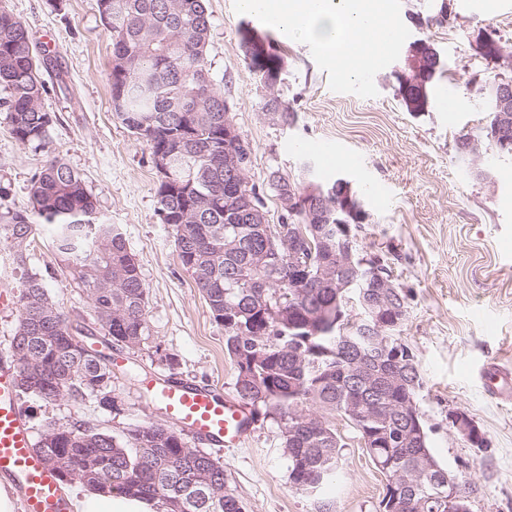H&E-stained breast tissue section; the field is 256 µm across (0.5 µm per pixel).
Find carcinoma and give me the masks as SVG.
I'll return each instance as SVG.
<instances>
[{
  "label": "carcinoma",
  "mask_w": 512,
  "mask_h": 512,
  "mask_svg": "<svg viewBox=\"0 0 512 512\" xmlns=\"http://www.w3.org/2000/svg\"><path fill=\"white\" fill-rule=\"evenodd\" d=\"M99 17L112 37V51L122 53L123 76L110 75L112 109L131 133L144 139L151 153H175L171 181H158L157 214L171 225L177 257L203 296L212 318L224 328V349L236 370L235 391L243 403L279 422L281 445L288 457L294 487L318 494L336 476L341 449L336 429L345 418L357 437L376 439L366 448L374 462H393L408 478L399 498L421 502L420 512H448V468L430 475L417 473L419 452H431L429 440L403 444L409 418L400 407L403 395L355 380L351 358L374 351L371 337L356 335L346 349L336 326V285L362 306L373 297L369 287L354 282L350 269L319 249L317 236L336 238V224L354 219L343 213L344 181L319 183L325 200L316 202L306 188L278 168L264 180L274 193L299 196L300 208L286 213L281 225L301 224L305 238L298 249L307 257L304 275L292 273L288 251L254 266L262 225L240 218V197L215 151L235 150L252 156L245 137L224 139V91L216 86L206 50L211 32L209 0H95ZM248 33L240 49L260 87L268 82L275 61L283 62L268 39L258 53L248 54ZM36 45L13 13L0 9V112L12 136L40 150L49 147L51 113L42 106L47 93L35 62ZM447 72L441 58L425 70L423 82L398 87L409 112H423L432 101L435 77ZM277 123L294 121L282 96L265 99ZM496 113H488L483 138L460 136L457 150L472 145V156L485 151L512 154L495 139ZM190 136L195 151L178 152ZM31 209L0 213V241L9 245L13 262L23 268L36 226L55 227L53 248L58 271L87 295L95 322L113 344L143 347L151 336L148 292L139 265L128 251L121 230L97 219L96 200L83 179L55 155L41 169L30 189ZM186 223H179L183 215ZM19 317L10 348L19 371L31 382L18 385L25 395L46 403L67 399L92 401L102 410L116 408L112 363L96 351L74 344L67 334L69 317L49 296L43 276L29 274L18 296ZM50 445L54 471L67 481L104 494L119 493L157 502L162 512L182 502L187 512H246L243 501L226 481L224 463L190 444L187 435L158 418L127 433L119 441L83 420L51 424L34 445Z\"/></svg>",
  "instance_id": "obj_1"
}]
</instances>
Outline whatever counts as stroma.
<instances>
[{
	"label": "stroma",
	"instance_id": "35a3bbf8",
	"mask_svg": "<svg viewBox=\"0 0 512 512\" xmlns=\"http://www.w3.org/2000/svg\"><path fill=\"white\" fill-rule=\"evenodd\" d=\"M388 18L404 34L386 63L373 45L359 52L361 76L346 73L315 43H300L281 27L244 11L239 0H209L207 59L224 91L239 131L254 150L251 178L268 168L290 178L327 182L347 178L367 219L356 234L359 253L380 254L407 295L402 328L419 366L418 405L438 461L469 482L473 512H512V402L476 377L481 366L512 369V157L485 153L473 160L457 139L480 134L487 114L478 93L492 73L512 79V65L476 52V37L494 32L512 54V0H385ZM19 17L37 47L48 49L49 87L42 99L53 123L51 148L80 174L96 199L100 219L117 225L148 289L151 337L145 349H123L124 367L114 384L118 409L87 403L22 402L34 434L48 423L77 418L114 436L152 416L141 382L181 377L235 397V368L224 350V330L181 266L172 229L156 214L157 171L148 145L112 111L109 74L112 39L94 0H0ZM443 24L427 25L430 17ZM274 39L288 58L281 90L295 114L291 126L269 121L256 76L239 48L243 26ZM431 44L447 65L434 93L459 99L455 116L430 106L409 112L393 76L407 43ZM340 146L334 163L316 152L318 142ZM47 155L18 142L0 114V211L30 205V188ZM315 164L304 171L305 160ZM53 229L42 224L27 267L43 273L49 293L70 317L87 324L97 349L112 346L92 322L85 294L52 274ZM474 420L486 442L471 445L448 424L451 411ZM336 427L346 446L338 476L321 496L297 491L288 477L276 421L250 426L241 447L214 450L227 483L247 512H379L386 478L344 420Z\"/></svg>",
	"mask_w": 512,
	"mask_h": 512
}]
</instances>
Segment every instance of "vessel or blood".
Here are the masks:
<instances>
[{"mask_svg":"<svg viewBox=\"0 0 512 512\" xmlns=\"http://www.w3.org/2000/svg\"><path fill=\"white\" fill-rule=\"evenodd\" d=\"M151 398L169 421L219 448H236L250 428L249 412L237 401L183 379L147 382ZM13 483L21 512H69L54 471L33 452V431L19 406L16 367L0 362V477Z\"/></svg>","mask_w":512,"mask_h":512,"instance_id":"b4317fda","label":"vessel or blood"}]
</instances>
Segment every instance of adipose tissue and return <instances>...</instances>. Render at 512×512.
<instances>
[{
    "mask_svg": "<svg viewBox=\"0 0 512 512\" xmlns=\"http://www.w3.org/2000/svg\"><path fill=\"white\" fill-rule=\"evenodd\" d=\"M250 12L270 11L300 41L315 40L339 61L352 58L363 41L379 42L388 29L377 0H242ZM75 512H156L155 506L124 494L85 491L74 495Z\"/></svg>",
    "mask_w": 512,
    "mask_h": 512,
    "instance_id": "adipose-tissue-1",
    "label": "adipose tissue"
}]
</instances>
